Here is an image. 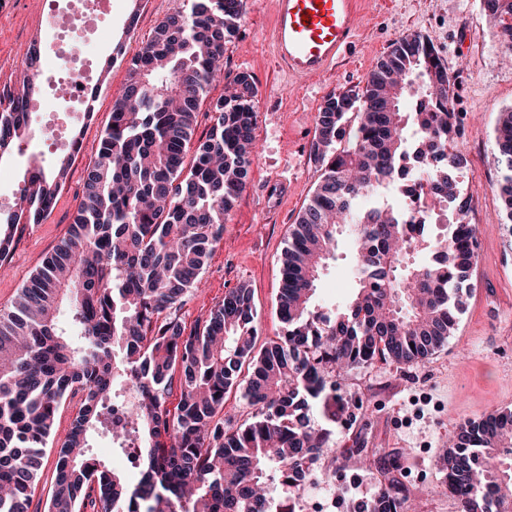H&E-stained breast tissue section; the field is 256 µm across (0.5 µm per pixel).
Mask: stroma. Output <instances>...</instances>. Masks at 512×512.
I'll list each match as a JSON object with an SVG mask.
<instances>
[{
    "instance_id": "obj_1",
    "label": "stroma",
    "mask_w": 512,
    "mask_h": 512,
    "mask_svg": "<svg viewBox=\"0 0 512 512\" xmlns=\"http://www.w3.org/2000/svg\"><path fill=\"white\" fill-rule=\"evenodd\" d=\"M40 2L0 0V89L23 77L25 49L48 38L46 25L39 22ZM174 2L107 0L102 14L84 26L92 52L91 83L97 88L93 120L59 105L48 119L61 131V140H44L36 129L0 160V195L9 197L21 187L32 157L48 166L70 162L53 214L40 224L19 225L11 252L0 262V311L11 308L84 200L86 170L128 81L126 62L112 59L115 46L135 53ZM361 16L356 45L332 72L295 86L278 72L264 47L271 0H244L238 31L224 53V69L247 73L254 82L257 149L246 188L204 269L202 286L177 315L193 327L226 291L243 285L252 293L256 350L281 335L282 256L291 226L321 175L310 154L317 112L328 95L361 90L377 61L402 37L425 36L447 65L451 82L463 87L453 109L463 124L458 147L467 163L456 175L481 216L465 307L452 336L424 365L377 361L337 375L334 396L310 412L312 426L329 433L332 452L320 459L304 489L281 485L276 494L283 501L295 499L300 512H315L325 504L331 512H365L391 470L419 512H457L437 465L439 455L462 423L512 410V222L500 197L494 139L500 111L512 108V49L497 44L498 31L481 0H361ZM77 133L83 145L75 153L70 141ZM354 281L351 244L342 236L320 273L315 308L328 312L342 306ZM79 406V399L69 400L58 415L30 512H44L56 450ZM350 448L362 451L352 471L343 466V453Z\"/></svg>"
}]
</instances>
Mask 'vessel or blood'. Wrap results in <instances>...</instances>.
<instances>
[{
  "mask_svg": "<svg viewBox=\"0 0 512 512\" xmlns=\"http://www.w3.org/2000/svg\"><path fill=\"white\" fill-rule=\"evenodd\" d=\"M360 0H272L266 50L297 85L328 72L356 42Z\"/></svg>",
  "mask_w": 512,
  "mask_h": 512,
  "instance_id": "vessel-or-blood-1",
  "label": "vessel or blood"
}]
</instances>
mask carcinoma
Masks as SVG:
<instances>
[{
  "label": "carcinoma",
  "mask_w": 512,
  "mask_h": 512,
  "mask_svg": "<svg viewBox=\"0 0 512 512\" xmlns=\"http://www.w3.org/2000/svg\"><path fill=\"white\" fill-rule=\"evenodd\" d=\"M512 37V0H484ZM243 0H178L128 61L129 80L86 171L85 200L65 237L0 314V512H29L45 448L63 401L82 394L57 450L46 512H284L271 482H293L331 452L304 409L336 372L377 360L418 364L452 335L462 282L476 244L469 199L448 170L466 163L458 113L448 111V68L433 44L405 37L378 61L361 91L329 95L316 117L311 154L321 180L296 219L284 252L279 313L284 332L253 356L258 333L250 291L229 290L186 329L172 311L201 286L223 239L226 215L246 188L256 148V89L246 73L223 72ZM225 93L212 125L185 158L200 102L219 75ZM38 83L0 95V158L32 126ZM420 101L424 109L403 112ZM422 131L416 175L445 232L409 235L392 206L372 204L402 186L411 161L407 129ZM499 187L512 220V108L495 128ZM68 161L29 165L13 208L0 212V259L20 224L53 212ZM344 233L352 242L355 291L340 308L311 309L320 270ZM429 259L407 263L410 251ZM67 307L82 341L58 322ZM243 397L253 409L224 418V395L245 361ZM180 372L177 412L166 407ZM135 395L112 445L138 457L129 479L89 452L105 428L112 391ZM458 512H512V411L459 427L442 457ZM411 507L392 476L368 512Z\"/></svg>",
  "instance_id": "cac0c4a2"
}]
</instances>
